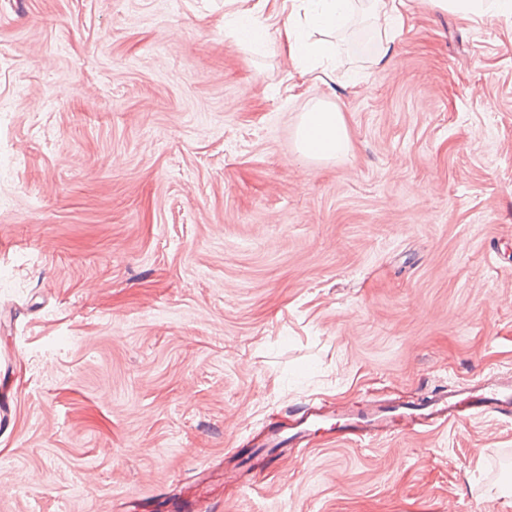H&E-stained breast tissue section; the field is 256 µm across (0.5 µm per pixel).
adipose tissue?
<instances>
[{
	"instance_id": "obj_1",
	"label": "adipose tissue",
	"mask_w": 512,
	"mask_h": 512,
	"mask_svg": "<svg viewBox=\"0 0 512 512\" xmlns=\"http://www.w3.org/2000/svg\"><path fill=\"white\" fill-rule=\"evenodd\" d=\"M408 8L407 0H372L375 35L355 46L366 62L378 64L389 58ZM354 12L355 0H289L278 28L282 51L302 73L315 74L331 64L336 46L329 37L344 29ZM296 145L301 155L314 160L346 157L352 144L344 112L330 102L315 103L300 118Z\"/></svg>"
}]
</instances>
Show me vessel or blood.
Wrapping results in <instances>:
<instances>
[{
    "label": "vessel or blood",
    "instance_id": "b4317fda",
    "mask_svg": "<svg viewBox=\"0 0 512 512\" xmlns=\"http://www.w3.org/2000/svg\"><path fill=\"white\" fill-rule=\"evenodd\" d=\"M483 414L512 417L511 376L481 378L462 389L437 391L426 400L408 406L366 401L342 414L337 421V432L362 442L415 425L463 424ZM323 416V410L315 406L301 408L293 420L292 437H285L283 427L272 426L265 431L262 445L280 448L289 439L302 441L308 436L310 426Z\"/></svg>",
    "mask_w": 512,
    "mask_h": 512
}]
</instances>
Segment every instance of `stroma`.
Here are the masks:
<instances>
[{
    "label": "stroma",
    "mask_w": 512,
    "mask_h": 512,
    "mask_svg": "<svg viewBox=\"0 0 512 512\" xmlns=\"http://www.w3.org/2000/svg\"><path fill=\"white\" fill-rule=\"evenodd\" d=\"M240 7L0 0V512H512V419L236 464L512 372V18L412 0L316 80ZM319 101L342 159L296 149ZM407 1L411 0L371 1V16L376 35L355 46L356 52L366 62L380 64L385 59H390L394 40L405 23V13L409 9ZM267 30L265 19L255 6L239 12V24L233 35L243 43H258L265 41ZM297 150L314 160H337L352 148L344 112L333 103L319 101L303 112L296 131ZM296 417L293 420V427L291 429L296 430L291 436L285 437L284 432L288 429V427L283 428L280 426H272L269 427L262 437V448H282L288 442L297 441L301 442L309 435V428L314 424L317 419H325L328 417L322 410V408H317L315 406L302 407L296 414Z\"/></svg>",
    "instance_id": "obj_1"
}]
</instances>
